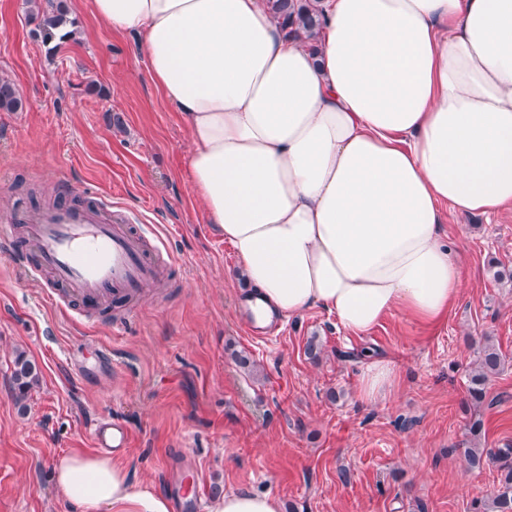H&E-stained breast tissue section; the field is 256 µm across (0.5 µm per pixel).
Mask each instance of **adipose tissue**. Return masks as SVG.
<instances>
[{
    "label": "adipose tissue",
    "mask_w": 512,
    "mask_h": 512,
    "mask_svg": "<svg viewBox=\"0 0 512 512\" xmlns=\"http://www.w3.org/2000/svg\"><path fill=\"white\" fill-rule=\"evenodd\" d=\"M133 30L190 134V179L261 314L312 308L348 332L399 310L435 324L463 287L444 206H512V0H313L316 51L266 0H89ZM398 380L368 356L361 400ZM54 480L80 512H175L111 458L76 451ZM208 512H282L227 491Z\"/></svg>",
    "instance_id": "1"
}]
</instances>
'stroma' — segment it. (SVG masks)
Here are the masks:
<instances>
[{
    "label": "stroma",
    "mask_w": 512,
    "mask_h": 512,
    "mask_svg": "<svg viewBox=\"0 0 512 512\" xmlns=\"http://www.w3.org/2000/svg\"><path fill=\"white\" fill-rule=\"evenodd\" d=\"M64 5L73 35L52 51L24 0H0V78L22 102L0 109V212L104 193L180 266L131 314L73 319L10 262L22 235L0 238V512H80L53 464L91 450L93 421L112 417L131 431L120 460L132 479L166 494L188 478L204 503L217 485L274 495L284 512H473L498 472L469 469L463 449L512 446V282L493 277L512 269V208L448 213L465 281L440 324L395 311L355 337L313 308L255 338L234 253L191 185L187 126L150 82L136 33L112 30L84 0ZM487 344L505 364L471 406L469 374ZM20 351L41 371L21 401ZM368 351L399 371L370 405L357 394Z\"/></svg>",
    "instance_id": "1"
}]
</instances>
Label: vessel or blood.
I'll return each instance as SVG.
<instances>
[{"instance_id":"1","label":"vessel or blood","mask_w":512,"mask_h":512,"mask_svg":"<svg viewBox=\"0 0 512 512\" xmlns=\"http://www.w3.org/2000/svg\"><path fill=\"white\" fill-rule=\"evenodd\" d=\"M20 224L27 248L12 259L44 280V297L52 306L75 303L81 311H95L112 299L139 296L167 274L152 234L132 228L109 198L0 214L1 234H12ZM93 443L105 451L127 450L128 428L116 418L103 421L94 428Z\"/></svg>"}]
</instances>
